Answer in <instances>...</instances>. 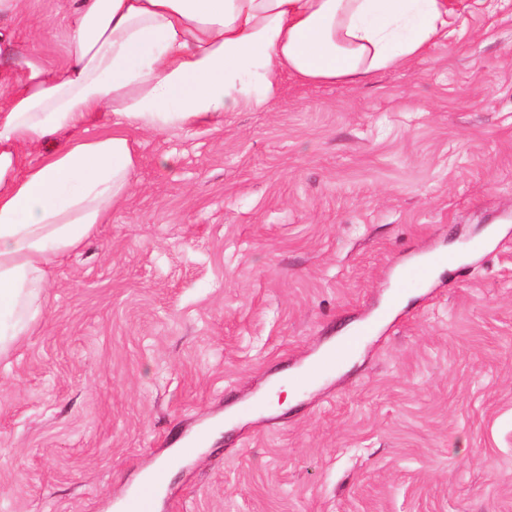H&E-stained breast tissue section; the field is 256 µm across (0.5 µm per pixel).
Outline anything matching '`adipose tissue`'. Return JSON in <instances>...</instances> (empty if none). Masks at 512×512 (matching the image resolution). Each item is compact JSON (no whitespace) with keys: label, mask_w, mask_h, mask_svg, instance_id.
<instances>
[{"label":"adipose tissue","mask_w":512,"mask_h":512,"mask_svg":"<svg viewBox=\"0 0 512 512\" xmlns=\"http://www.w3.org/2000/svg\"><path fill=\"white\" fill-rule=\"evenodd\" d=\"M464 0H68L67 65L0 57V359L43 312L54 266L130 195L132 133L210 129L286 80L360 84L447 38ZM110 129L92 136L101 114ZM37 163H29L34 151Z\"/></svg>","instance_id":"ef3b65f1"}]
</instances>
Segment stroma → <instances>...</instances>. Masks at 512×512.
Returning <instances> with one entry per match:
<instances>
[{"label":"stroma","instance_id":"35a3bbf8","mask_svg":"<svg viewBox=\"0 0 512 512\" xmlns=\"http://www.w3.org/2000/svg\"><path fill=\"white\" fill-rule=\"evenodd\" d=\"M465 3L409 67L134 133L132 193L0 364V512H114L204 431L155 512H512V0ZM66 6L27 0L18 52L60 69ZM433 249L459 265L402 286ZM399 294L349 368L251 409Z\"/></svg>","mask_w":512,"mask_h":512}]
</instances>
